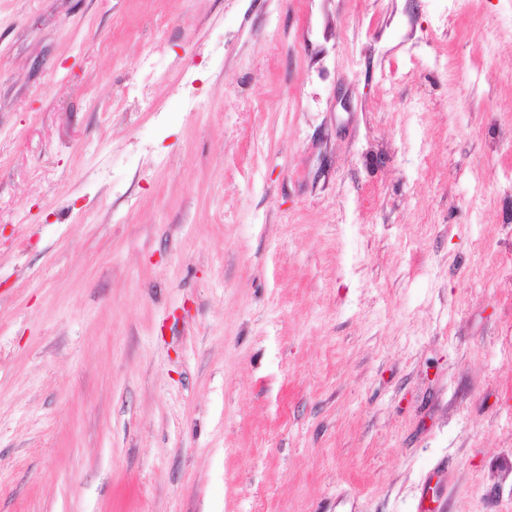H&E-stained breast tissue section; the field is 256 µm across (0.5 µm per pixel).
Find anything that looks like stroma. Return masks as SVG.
<instances>
[{
  "mask_svg": "<svg viewBox=\"0 0 512 512\" xmlns=\"http://www.w3.org/2000/svg\"><path fill=\"white\" fill-rule=\"evenodd\" d=\"M510 127L512 0H0V512H512Z\"/></svg>",
  "mask_w": 512,
  "mask_h": 512,
  "instance_id": "35a3bbf8",
  "label": "stroma"
}]
</instances>
